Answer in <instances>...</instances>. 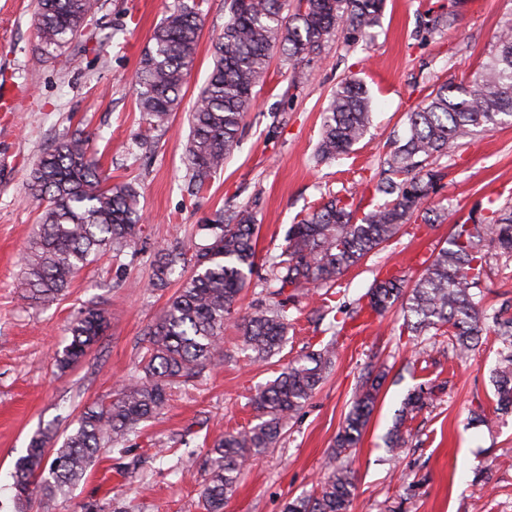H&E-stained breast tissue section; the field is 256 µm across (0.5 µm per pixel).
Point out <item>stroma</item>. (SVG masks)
Listing matches in <instances>:
<instances>
[{"instance_id": "1", "label": "stroma", "mask_w": 512, "mask_h": 512, "mask_svg": "<svg viewBox=\"0 0 512 512\" xmlns=\"http://www.w3.org/2000/svg\"><path fill=\"white\" fill-rule=\"evenodd\" d=\"M100 3L76 41L43 56L35 0H0V512H14L10 474L35 432L64 437L83 408L112 394L146 354L147 333L178 289L153 286L158 249L203 242L199 226L217 210L254 209L256 265L239 303L241 313L253 312L261 303L260 279L290 225L331 194L352 196L359 212L371 210L369 188L381 159L406 137L409 112L440 85L472 79L512 17V0H386L378 23L356 39L338 31L320 54L298 63L273 54L237 147L223 171L192 196L188 114L224 30V0L203 6L195 62L164 132L143 121L134 79L174 0ZM448 12L455 15L451 24L433 26ZM298 71L304 74L299 82L293 79ZM348 77L366 89L372 123L351 153L321 163V115ZM75 129L90 136L112 182L137 187L144 233L120 257L101 255L59 299L26 302L17 290L21 255L40 213L27 192L28 175L58 135ZM437 164L445 177L427 205L443 221L405 225L383 250L345 272L333 297L296 295L288 303V341L268 361H251L236 346L235 328L226 327L227 357L220 365L174 388L168 407L130 438L127 453L104 454L66 497L39 512H80L92 501L128 512H204L199 492L213 440L254 425L251 400L258 388L293 358L332 342L337 354L329 375L285 422L276 447L245 471L224 512H283L289 499L311 493L355 388L371 369L386 378L348 458L356 483L351 512H512V413L495 409V336H483L460 360L442 338L402 335L396 308L360 336L332 329L376 278L390 271L412 282L454 224L512 200V124L467 139ZM90 303L106 312L109 325L81 362L58 371L53 356L67 343L66 326ZM481 306L512 309V257L493 260ZM422 384L434 389L429 405L399 421L403 400ZM397 423L407 446L395 459L386 440Z\"/></svg>"}]
</instances>
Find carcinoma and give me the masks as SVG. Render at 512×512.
Segmentation results:
<instances>
[{
  "label": "carcinoma",
  "instance_id": "carcinoma-1",
  "mask_svg": "<svg viewBox=\"0 0 512 512\" xmlns=\"http://www.w3.org/2000/svg\"><path fill=\"white\" fill-rule=\"evenodd\" d=\"M204 2L176 0L140 58L137 106L154 130L168 127L181 101L195 60ZM287 5L288 0H224V32L213 46L210 74L190 114L185 158L190 193H199L224 169L273 52L294 61L316 55L343 21L347 34H361L376 25L384 0H296L293 13L285 15ZM98 11L99 0H37L34 23L41 55L34 62L78 39ZM371 115L361 83L342 81L322 113L317 159L331 161L351 150L365 136ZM511 120L512 18L502 25L493 53L473 80L440 86L409 113L405 142L386 155L382 177L373 184L372 195L386 198L384 203L357 221L349 199L331 196L290 226L285 247L271 263V280L278 289L270 295L278 297L287 288H331L411 219L437 221L439 216L424 204L444 173L430 167V161L453 156L461 140ZM28 191L41 214L26 242L17 284L26 301L56 298L98 255L108 251L118 256L136 247L142 237L145 217L139 192L130 183H109L90 138L81 131L57 137L32 168ZM203 230V245L187 241L156 253L155 286H165L179 264H192V272L151 327L150 348L136 374L107 402L82 410L54 449L50 467L43 464L44 432L33 436L26 454L15 462L17 512H28L36 501L65 495L100 454L124 451L129 436L166 406L173 385L217 367L224 359L225 323L234 322L240 333L238 346L255 362L268 360L286 343V301L262 304L249 315L237 316L240 292L256 261L255 213L248 208L219 210ZM499 254L512 256L509 203L472 212L455 224L448 245L424 261L411 288L398 278L385 277L375 280L367 296L368 307L377 315L401 304L400 334L446 335L460 359L470 355L485 332H493L501 344L494 370L496 409L511 411L512 317L489 314L477 300L491 260ZM106 326L105 312L96 305L80 309L68 327V344L55 353L57 368L65 371L76 364ZM334 357L331 344L290 362L251 399L259 423L213 441L201 490L205 512H224L244 470L275 446L283 423L310 400ZM382 378L377 374L357 386L319 490L288 500L284 512H349L356 485L353 472L340 458L358 444ZM432 395L431 387L409 393L400 419L422 410Z\"/></svg>",
  "mask_w": 512,
  "mask_h": 512
}]
</instances>
